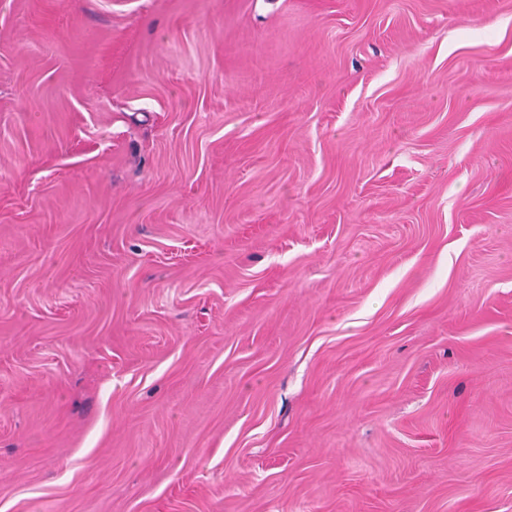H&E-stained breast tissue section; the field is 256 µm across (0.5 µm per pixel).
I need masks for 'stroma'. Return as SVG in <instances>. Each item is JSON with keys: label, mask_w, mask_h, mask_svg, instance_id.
Segmentation results:
<instances>
[{"label": "stroma", "mask_w": 512, "mask_h": 512, "mask_svg": "<svg viewBox=\"0 0 512 512\" xmlns=\"http://www.w3.org/2000/svg\"><path fill=\"white\" fill-rule=\"evenodd\" d=\"M0 512H512V0H0Z\"/></svg>", "instance_id": "1"}]
</instances>
